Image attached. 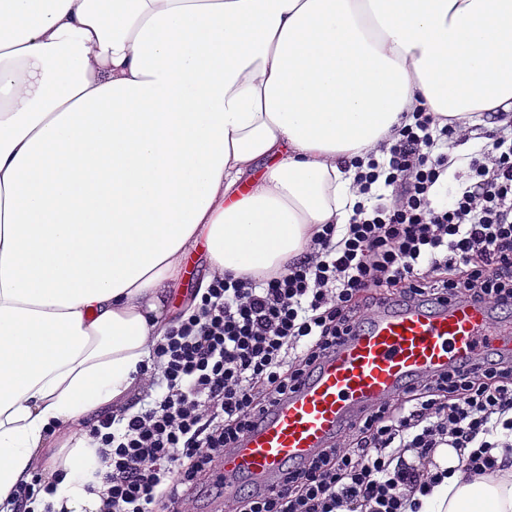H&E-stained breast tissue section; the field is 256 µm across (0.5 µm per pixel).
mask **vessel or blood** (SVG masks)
Returning <instances> with one entry per match:
<instances>
[{
    "label": "vessel or blood",
    "mask_w": 512,
    "mask_h": 512,
    "mask_svg": "<svg viewBox=\"0 0 512 512\" xmlns=\"http://www.w3.org/2000/svg\"><path fill=\"white\" fill-rule=\"evenodd\" d=\"M490 351L512 357V329L489 308L453 301L379 307L225 452L218 471L225 503L275 488L379 402L420 380L479 366Z\"/></svg>",
    "instance_id": "obj_1"
}]
</instances>
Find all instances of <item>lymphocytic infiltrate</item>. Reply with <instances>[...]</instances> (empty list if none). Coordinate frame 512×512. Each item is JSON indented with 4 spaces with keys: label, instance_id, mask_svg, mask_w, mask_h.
<instances>
[{
    "label": "lymphocytic infiltrate",
    "instance_id": "obj_1",
    "mask_svg": "<svg viewBox=\"0 0 512 512\" xmlns=\"http://www.w3.org/2000/svg\"><path fill=\"white\" fill-rule=\"evenodd\" d=\"M466 136L416 113L386 147L387 163L360 177L366 194L379 180L391 187V201L357 204L284 272L210 281L156 349V397L86 423L107 487L100 512H192L212 462L381 305L447 298L512 313V128L471 158L470 186L438 207L429 198L450 164L433 152L438 139ZM441 448L472 477L512 466V363L491 353L418 382L282 485L224 512H417L416 494L448 475Z\"/></svg>",
    "mask_w": 512,
    "mask_h": 512
}]
</instances>
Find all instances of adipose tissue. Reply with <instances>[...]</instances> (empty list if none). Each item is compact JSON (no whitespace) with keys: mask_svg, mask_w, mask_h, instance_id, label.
Returning a JSON list of instances; mask_svg holds the SVG:
<instances>
[{"mask_svg":"<svg viewBox=\"0 0 512 512\" xmlns=\"http://www.w3.org/2000/svg\"><path fill=\"white\" fill-rule=\"evenodd\" d=\"M421 110L512 120V0H0V503L97 512L71 427L146 387L188 260L300 257ZM440 464L419 512H512Z\"/></svg>","mask_w":512,"mask_h":512,"instance_id":"adipose-tissue-1","label":"adipose tissue"}]
</instances>
